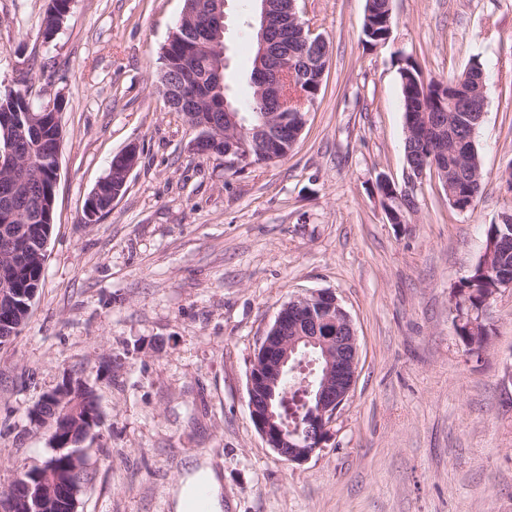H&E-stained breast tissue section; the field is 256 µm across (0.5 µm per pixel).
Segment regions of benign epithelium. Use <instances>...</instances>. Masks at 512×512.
<instances>
[{
  "mask_svg": "<svg viewBox=\"0 0 512 512\" xmlns=\"http://www.w3.org/2000/svg\"><path fill=\"white\" fill-rule=\"evenodd\" d=\"M209 8V24L201 39L216 55L215 71L221 72L226 66L224 47L225 8L228 0H212ZM260 2L258 54L255 63L252 84L259 99H275L278 109L265 114L259 124L246 126L239 115L228 113V124L221 130L213 123L207 125L208 136L219 141L224 140L229 150L224 153V169L234 171L244 161L240 154L233 153L241 144V136L247 135L249 141L266 150L277 160L279 144L275 138L276 128L288 122L283 113L285 106H297L293 116L297 131L301 134L305 123L304 112L313 104V98L304 94L290 102L280 96V87L295 84L296 72L283 67L288 58L295 54L300 45L309 53L301 58L302 70L315 75L316 83H321L320 73L327 57L328 47L325 38L314 33L300 19L297 0H258ZM160 80L167 85L169 93L167 105L174 112H182V105L197 99L198 84L190 69H184V75L176 81L163 72ZM486 89L484 75L470 68L456 76L450 84L439 85L441 103L450 107L460 102L466 111L473 113V123L482 121L486 101L481 96ZM437 132L429 123L421 124L412 120L405 125L408 138H426ZM137 144L127 145L117 155L121 165V181L114 185L112 180L104 178L98 182L87 202L88 221L94 222L100 216L97 208L99 200L106 198L117 201L123 195L131 170L138 160ZM23 167L22 161L9 146L0 147V173L13 175ZM431 178L442 181L448 197H453L448 184L446 171L440 168L439 158L430 159L420 166L405 168L403 183L399 184L386 175L378 181L388 187V196L383 199L386 215L393 224H404L414 208L405 201L416 195L424 181ZM494 244L485 241L481 256L482 269L486 277L493 282L486 302L491 300L503 288H512V275L499 272L491 265ZM34 291L25 295L7 288L0 290V320L12 322L19 310H30L29 302ZM318 358V373L308 383L307 395L313 397V406L305 433L288 430L278 411L273 407L276 391L288 371L302 367L299 357L310 353ZM359 361V346L356 332L348 312L340 305L335 295L329 291H319L285 303L277 313L273 324L262 337L254 353L253 364L248 381V406L252 421L268 447L289 462L307 460L328 439L330 424L337 410L347 400L355 384ZM34 424L48 425L53 435H61L71 426L66 412L56 415V420L34 421ZM73 504L77 490L71 488L65 475L59 470L41 469L36 481L21 487L13 486L6 495H0V512H44L48 501L56 498Z\"/></svg>",
  "mask_w": 512,
  "mask_h": 512,
  "instance_id": "1",
  "label": "benign epithelium"
}]
</instances>
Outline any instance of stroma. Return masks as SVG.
<instances>
[{"label":"stroma","mask_w":512,"mask_h":512,"mask_svg":"<svg viewBox=\"0 0 512 512\" xmlns=\"http://www.w3.org/2000/svg\"><path fill=\"white\" fill-rule=\"evenodd\" d=\"M47 3L0 0V95L62 99L64 132L42 286L0 347V492L49 456L29 413L72 377L97 388L102 414L77 512H172L204 457L224 512H512V290L491 304L483 352L453 323L488 225L512 211V0H391L390 36L372 48L366 0H300L329 43L323 86L288 156L235 174L193 149L197 130L160 93L184 0H72L46 40ZM252 21L229 0L225 79L242 100ZM408 57L437 81L482 64L484 189L461 212L426 180L415 216L393 224L376 178L403 176ZM131 143L125 195L88 222L89 195ZM321 290L353 321L356 382L328 441L291 463L252 422L248 376L282 305Z\"/></svg>","instance_id":"1"}]
</instances>
